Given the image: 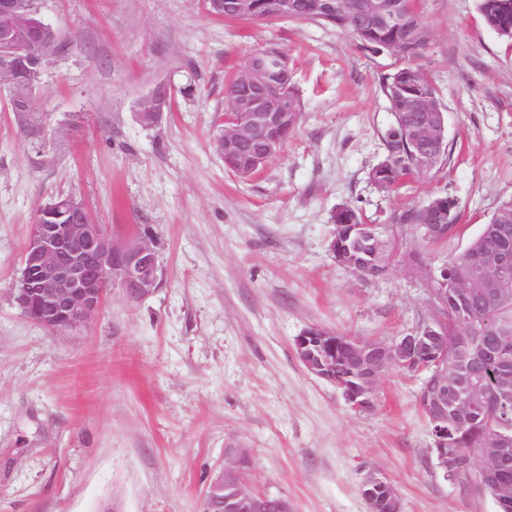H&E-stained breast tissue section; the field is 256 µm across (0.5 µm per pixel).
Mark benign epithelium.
Instances as JSON below:
<instances>
[{"mask_svg": "<svg viewBox=\"0 0 512 512\" xmlns=\"http://www.w3.org/2000/svg\"><path fill=\"white\" fill-rule=\"evenodd\" d=\"M207 13L216 18L234 14L248 18L262 9L275 18H285L301 8L298 0H205ZM356 23H381L390 16L386 0H358L350 5ZM56 30L40 17L39 0H0V88L10 91L16 121L34 132L33 143L50 132L43 113L31 106L40 83L41 62ZM289 67L288 54L280 49L255 52L237 70L226 92L227 108L220 134L222 157L233 160L236 175L259 172L280 150L293 132L294 117L273 78ZM175 89L160 84L137 103L140 121L157 123L171 108ZM416 139L429 148L420 153L418 172L441 165V149L447 143L445 113L431 102L419 108ZM336 229L329 250L337 263L360 278L373 268L390 265V242L375 224H354L347 211L336 209ZM484 273L477 277L466 266L442 263L430 271L431 293L439 299L450 294L464 297L481 287L496 297L512 294V254L491 253L482 260ZM163 281L153 233L145 230L129 242H117L98 224L81 199L66 198L43 208L30 227L23 264L13 300L21 312L54 332H69L86 325L102 305L109 285H117L131 301L152 294ZM299 361L314 376L341 391L354 411L370 409L380 377L393 367H415L424 374L421 409L431 428L432 452L444 477L456 478L466 470L455 459L463 447L481 460L482 485L494 489L493 500L506 512L512 508V479L508 477L512 436L495 430L469 436L466 423L476 408L512 403V381L503 375L487 381L476 375L462 388L448 378V336L431 322L420 330L390 342L358 336H343L312 325L294 340ZM354 357L355 382L336 374V348ZM246 460L238 455L207 483L203 512L220 504L219 512H291L288 500L259 494L245 478ZM369 512H402L400 499L384 477L370 473L362 483Z\"/></svg>", "mask_w": 512, "mask_h": 512, "instance_id": "7a95c632", "label": "benign epithelium"}]
</instances>
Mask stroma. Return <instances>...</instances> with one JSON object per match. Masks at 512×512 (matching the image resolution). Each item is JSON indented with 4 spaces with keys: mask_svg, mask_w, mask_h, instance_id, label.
<instances>
[{
    "mask_svg": "<svg viewBox=\"0 0 512 512\" xmlns=\"http://www.w3.org/2000/svg\"><path fill=\"white\" fill-rule=\"evenodd\" d=\"M428 44L415 64L438 88L450 154L384 191L370 170L393 116L381 81L397 60L313 20L218 19L201 0H42L70 48L36 103L51 133L20 137L0 90V512H202L225 451L293 512H368L367 472L403 512H497L477 470L445 478L430 451L421 376L384 373L356 412L308 373L309 326L389 341L432 314L428 272L460 253L512 198V43L477 0H418ZM287 51L304 111L262 172L241 179L214 148L232 73L256 50ZM173 85L151 126L137 102ZM83 199L119 240L151 229L161 288L109 289L94 318L54 333L13 302L30 226L53 196ZM458 202L430 242L406 211ZM341 204L393 239L385 278L364 281L328 249Z\"/></svg>",
    "mask_w": 512,
    "mask_h": 512,
    "instance_id": "stroma-1",
    "label": "stroma"
}]
</instances>
